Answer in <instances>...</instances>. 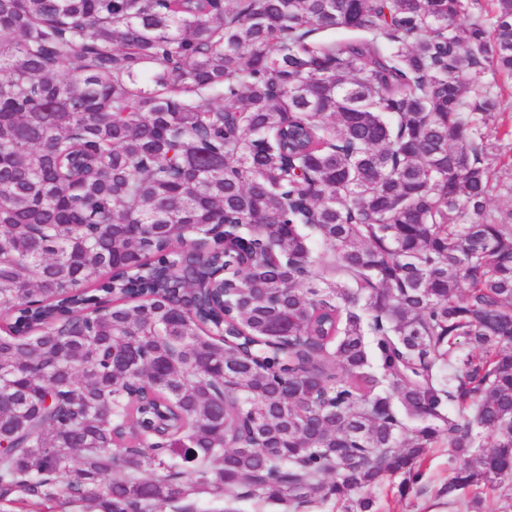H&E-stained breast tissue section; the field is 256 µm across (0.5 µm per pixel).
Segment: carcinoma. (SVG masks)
<instances>
[{
    "instance_id": "obj_1",
    "label": "carcinoma",
    "mask_w": 512,
    "mask_h": 512,
    "mask_svg": "<svg viewBox=\"0 0 512 512\" xmlns=\"http://www.w3.org/2000/svg\"><path fill=\"white\" fill-rule=\"evenodd\" d=\"M494 2L0 0L1 505L512 477Z\"/></svg>"
}]
</instances>
